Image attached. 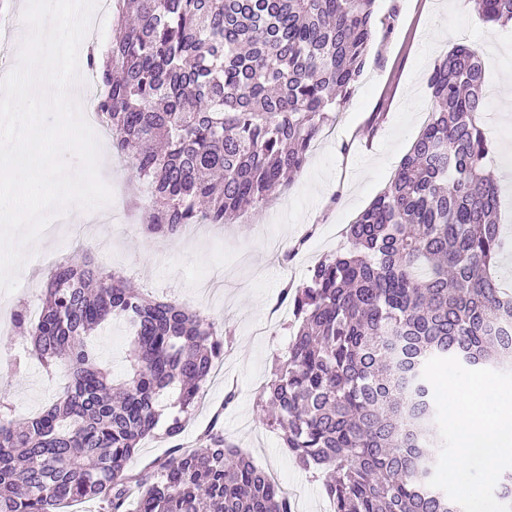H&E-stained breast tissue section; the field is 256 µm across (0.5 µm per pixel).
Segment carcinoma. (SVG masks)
Wrapping results in <instances>:
<instances>
[{"instance_id":"carcinoma-1","label":"carcinoma","mask_w":512,"mask_h":512,"mask_svg":"<svg viewBox=\"0 0 512 512\" xmlns=\"http://www.w3.org/2000/svg\"><path fill=\"white\" fill-rule=\"evenodd\" d=\"M375 0H118L98 115L112 148L151 189L141 232L229 224L304 169L366 66ZM512 22V0H476ZM428 121L387 189L349 225V249L320 260L281 300L300 320L260 411L307 470L333 474V512H462L429 486L441 438L431 357L512 371V291L495 272L512 251L498 216L482 53L455 45L427 80ZM131 327L116 381L90 336ZM46 368L67 366L59 399L34 418L0 410V512H58L88 498L110 512H293L286 493L216 424L203 448H172L152 470L127 462L155 430L171 440L211 378L215 323L152 298L88 261L50 273L37 320L14 311Z\"/></svg>"}]
</instances>
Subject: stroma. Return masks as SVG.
I'll list each match as a JSON object with an SVG mask.
<instances>
[{
  "label": "stroma",
  "instance_id": "1",
  "mask_svg": "<svg viewBox=\"0 0 512 512\" xmlns=\"http://www.w3.org/2000/svg\"><path fill=\"white\" fill-rule=\"evenodd\" d=\"M376 6L382 23L350 102L316 141L300 176L266 202L247 207L233 223L211 226L203 236L190 229L165 238L145 236L131 206L144 186L130 162L112 153L100 167L102 179L118 193L124 218L100 225V234L112 239V251L95 253L96 263L122 270L156 298L210 316L224 339L223 359L185 421L182 443L202 447L203 431L218 423L258 467L277 473L295 512H332V504L324 474L298 463L257 406L295 325L291 307L280 300L284 281L302 284L316 262L348 249L347 225L391 183L428 120L427 78L441 51L454 43L477 46L492 92L512 79V26L484 23L474 11L459 14L454 0H377ZM481 122L493 173L512 171V96L489 97ZM83 251L66 232L40 235L28 249L8 309L41 306L45 284L29 286L27 276L43 254L78 262ZM128 335L127 324L115 319L92 337L116 379L129 367ZM28 343L16 326L0 332V401L18 418L49 406L68 380L65 366L49 372L36 359L19 361ZM230 390L236 398L228 404L224 396Z\"/></svg>",
  "mask_w": 512,
  "mask_h": 512
}]
</instances>
